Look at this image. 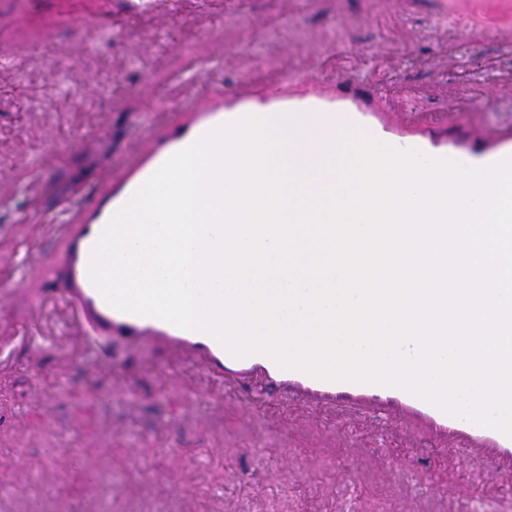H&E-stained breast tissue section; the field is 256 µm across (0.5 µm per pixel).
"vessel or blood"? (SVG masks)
<instances>
[{"label":"vessel or blood","mask_w":512,"mask_h":512,"mask_svg":"<svg viewBox=\"0 0 512 512\" xmlns=\"http://www.w3.org/2000/svg\"><path fill=\"white\" fill-rule=\"evenodd\" d=\"M366 113L362 90L350 81L341 82L336 97L330 99L225 97L217 110L194 128L179 131L164 150L125 173L120 198L108 197L99 205L79 207L76 222L60 225L63 248L41 259L53 278V297L69 305L83 321L94 325L106 336H121L134 342L162 346L173 358L196 361L218 380L256 373L263 382L265 393L272 397L288 394L334 410H354L364 405L396 427L407 421L420 423L440 436H452L458 451L483 453L487 468L492 473H500L503 462H512V436L448 415L397 387L322 380L301 371L281 368L262 354L233 357L208 334L183 329L156 317L115 309L104 300L90 279L91 250L125 201L174 153L191 145L209 130L244 116L264 119L270 130L280 128L288 121L300 124L308 141L306 157L314 161L320 160L327 151L328 135L336 129H365L371 137L390 142L393 147L416 149L434 158L454 159L473 167L488 166L512 157V137H480L474 150L459 151L442 145L435 134L409 140L387 138L380 128L367 125Z\"/></svg>","instance_id":"vessel-or-blood-1"}]
</instances>
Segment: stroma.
<instances>
[{
	"label": "stroma",
	"instance_id": "obj_1",
	"mask_svg": "<svg viewBox=\"0 0 512 512\" xmlns=\"http://www.w3.org/2000/svg\"><path fill=\"white\" fill-rule=\"evenodd\" d=\"M0 0V512H503L487 474L421 426L223 386L163 350L99 338L36 258L104 190L224 94L386 89L413 131L453 101V141L512 134V0ZM207 64L208 90L192 69ZM320 74L283 84L288 71ZM97 341L108 363L80 348Z\"/></svg>",
	"mask_w": 512,
	"mask_h": 512
}]
</instances>
